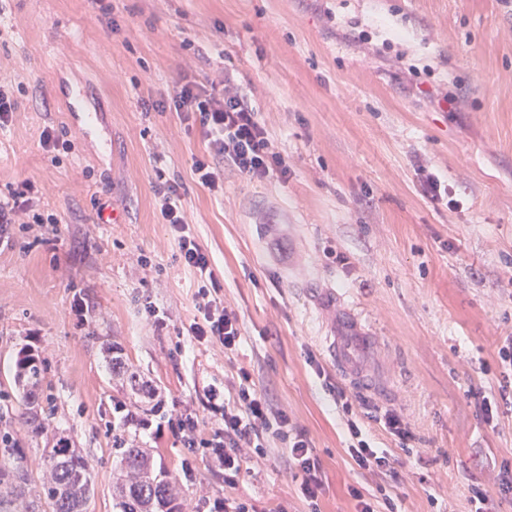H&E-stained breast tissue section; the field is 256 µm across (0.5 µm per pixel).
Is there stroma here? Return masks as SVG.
Listing matches in <instances>:
<instances>
[{"mask_svg": "<svg viewBox=\"0 0 512 512\" xmlns=\"http://www.w3.org/2000/svg\"><path fill=\"white\" fill-rule=\"evenodd\" d=\"M104 2L99 11L88 0H7L0 10V78L16 101L0 129V193L32 180L59 220L14 230L0 247V434L12 435L30 476L68 444L92 473L88 512H115L121 448L112 436L123 410L191 415L209 437L221 419L206 390L233 385L243 369L307 432L323 466L320 512H354L349 488L358 484L385 487L398 512H471L476 486L512 512V494L497 492L502 465L512 464V385L498 355L512 336V7ZM227 65L288 177L250 181L228 170L216 194L192 169L207 142L173 98L182 73L202 81ZM87 112L98 115L88 138ZM47 126L66 131L69 152L42 149ZM159 167L180 183L185 220L243 323L232 357L186 334L199 277L161 222ZM426 172L447 185L450 202L424 196ZM98 199L111 201L117 222H98ZM344 328L365 338L355 352L371 384L348 380L325 353V336ZM23 347L42 361L34 405L10 373ZM116 356L154 397L113 373ZM338 389L373 446L409 460L399 482L349 456ZM479 395L497 403L493 421ZM387 410L411 441L382 428ZM124 446L147 449L184 504L229 496L259 512L307 510L281 450L230 488L171 431L130 428Z\"/></svg>", "mask_w": 512, "mask_h": 512, "instance_id": "35a3bbf8", "label": "stroma"}]
</instances>
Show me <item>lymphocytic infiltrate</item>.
I'll use <instances>...</instances> for the list:
<instances>
[{
	"mask_svg": "<svg viewBox=\"0 0 512 512\" xmlns=\"http://www.w3.org/2000/svg\"><path fill=\"white\" fill-rule=\"evenodd\" d=\"M174 107L182 121L199 125L207 141V153L193 161V170L202 186L217 192L224 186V171L232 169L249 180H261L270 174L287 178L288 165L274 150L268 132L257 112L248 105L232 70L220 80L185 81L174 97ZM155 192L161 198L160 215L175 236L185 265L194 269L207 284L197 292L198 318L187 333L195 340L219 343L225 355H233L242 339V323L237 312L214 297L208 284L215 276L208 253L191 234L184 218L180 186L166 180L163 169H156ZM54 215L39 209V190L29 180L18 183L8 195L0 197V242L10 238L15 224H52ZM210 408L223 424L211 439L198 441L199 423L188 417L173 423L184 447L200 450L211 467L224 474L227 485H236L254 457L266 456L277 444L287 447L288 466L299 482L303 499L316 512L324 491L322 462L307 433L283 411L274 409L265 395L241 373L234 396L218 390L209 393ZM351 443L348 452L359 469L398 479L395 459L385 450L371 446L356 419L347 421Z\"/></svg>",
	"mask_w": 512,
	"mask_h": 512,
	"instance_id": "1",
	"label": "lymphocytic infiltrate"
}]
</instances>
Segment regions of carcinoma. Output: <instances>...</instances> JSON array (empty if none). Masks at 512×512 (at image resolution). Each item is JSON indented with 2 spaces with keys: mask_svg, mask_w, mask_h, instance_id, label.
<instances>
[{
  "mask_svg": "<svg viewBox=\"0 0 512 512\" xmlns=\"http://www.w3.org/2000/svg\"><path fill=\"white\" fill-rule=\"evenodd\" d=\"M14 383L34 403L41 380L39 359L30 350L18 351L13 367ZM9 436H0V512H87L93 479L88 464L74 450L54 448L48 455L40 481L28 471L9 447ZM125 478L116 482L112 500L119 512H171L176 498L174 483L155 473L151 455L142 448H126L119 458Z\"/></svg>",
  "mask_w": 512,
  "mask_h": 512,
  "instance_id": "carcinoma-1",
  "label": "carcinoma"
}]
</instances>
